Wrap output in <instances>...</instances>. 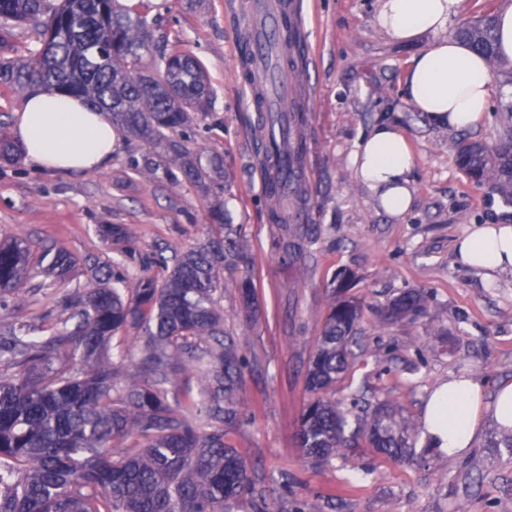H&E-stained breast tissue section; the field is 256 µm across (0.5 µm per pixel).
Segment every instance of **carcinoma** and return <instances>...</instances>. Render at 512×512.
Returning a JSON list of instances; mask_svg holds the SVG:
<instances>
[{
	"instance_id": "obj_1",
	"label": "carcinoma",
	"mask_w": 512,
	"mask_h": 512,
	"mask_svg": "<svg viewBox=\"0 0 512 512\" xmlns=\"http://www.w3.org/2000/svg\"><path fill=\"white\" fill-rule=\"evenodd\" d=\"M3 26L26 24L39 46L26 61L3 54L0 86L23 90L43 84L79 94L108 113L112 125L167 147V132L204 109L208 78L191 55L172 50L158 71L137 64L148 49L145 21L137 8L117 0H0ZM455 36L489 64L497 61L493 17L460 23ZM305 144L288 147L289 175L301 167ZM20 149L0 129V160L11 163ZM457 166L474 183L512 204V128L492 144L463 140ZM269 217L286 223L283 194L271 184ZM222 238L204 248L153 264L162 276L141 277L124 288L120 267L92 270L94 283L70 301V315L45 336L27 326L0 336V512H226L252 490L250 469L224 440V428L239 420L244 359L224 335L216 307L218 263L242 269L237 284L242 309H254L251 257L211 211ZM73 258L50 246L40 251L16 238L0 243V300L24 305L35 277L62 279ZM425 297L406 292L385 309V319L415 320ZM362 309L339 287L332 293L319 342L307 370L311 397L300 416L298 447L322 463L367 445L394 461L418 456L416 427L400 421L386 404L369 409L361 399L336 400V385L354 360L351 344ZM135 334L144 348L125 361ZM61 356L83 367L55 368ZM203 376L185 403L170 399L166 384L179 370ZM120 448L117 454L114 449Z\"/></svg>"
}]
</instances>
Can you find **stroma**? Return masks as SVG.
I'll return each instance as SVG.
<instances>
[{
  "label": "stroma",
  "instance_id": "stroma-1",
  "mask_svg": "<svg viewBox=\"0 0 512 512\" xmlns=\"http://www.w3.org/2000/svg\"><path fill=\"white\" fill-rule=\"evenodd\" d=\"M150 49L140 68L154 70L159 53L180 47L205 70L204 111L171 133V149L119 133L108 166L52 173L28 161L0 163V235L51 245L76 261L66 281L33 279L23 307L0 304V335L26 323L41 329L65 317V304L84 287L86 262L120 261L128 285L156 274L159 249L208 244L210 206L224 207L238 241L254 260L256 307L245 316L236 271L220 272L216 297L224 328L246 360V418L226 428L253 472L254 491L232 512H294L303 501L319 512H512V454L489 447L498 430L485 424L468 456L437 453L422 464L391 461L363 447L347 458L314 465L297 446L309 398L306 374L330 291L347 284L363 306L356 338L362 351L337 399L352 392L392 404L399 419L422 420L426 395L449 375L475 377L486 390L512 382V277H488L461 265L454 243L474 224H512V207L489 195L457 166L461 138L494 143L512 104L505 74L492 72L489 113L459 133L431 124L402 96L407 62L429 37L403 44L375 24L378 0H301L308 53L299 70L308 83L302 135L307 153L293 223L298 257L276 247L269 221L263 162L256 143L259 115L248 110L241 73L239 9L249 0H144ZM407 137L415 157L414 199L403 220L384 214L350 163L359 137L381 120ZM220 157L221 173L205 183L184 176L178 151ZM103 224L128 228L127 242L103 237ZM423 292L427 311L416 320H384L390 301Z\"/></svg>",
  "mask_w": 512,
  "mask_h": 512
}]
</instances>
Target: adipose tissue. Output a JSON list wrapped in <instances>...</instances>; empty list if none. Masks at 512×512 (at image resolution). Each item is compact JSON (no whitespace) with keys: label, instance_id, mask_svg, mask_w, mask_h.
Segmentation results:
<instances>
[{"label":"adipose tissue","instance_id":"ef3b65f1","mask_svg":"<svg viewBox=\"0 0 512 512\" xmlns=\"http://www.w3.org/2000/svg\"><path fill=\"white\" fill-rule=\"evenodd\" d=\"M463 0H380L378 25L395 40L426 34L432 41L408 61L403 92L428 120L454 131L477 127L493 95L485 59L449 37ZM12 133L27 160L50 172L95 171L112 159L117 133L105 113L80 96L32 90L15 114ZM355 174L385 212L402 218L411 208L414 158L406 137L378 122L359 140ZM465 266L512 274V225L475 224L454 244ZM512 432V382L498 385L493 398L472 378L449 377L428 398L425 436L449 457L471 449L484 422Z\"/></svg>","mask_w":512,"mask_h":512}]
</instances>
